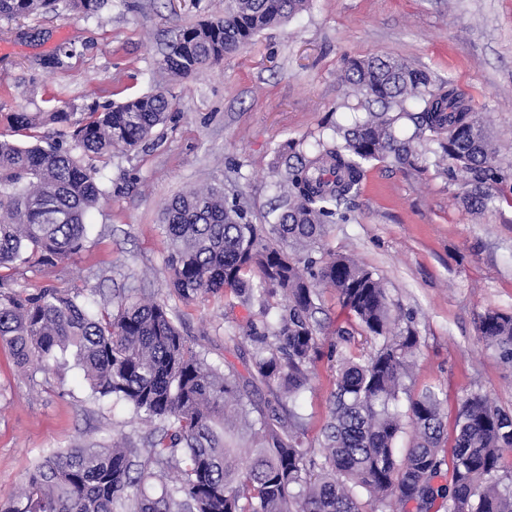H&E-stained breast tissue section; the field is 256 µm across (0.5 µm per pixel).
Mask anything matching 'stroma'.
<instances>
[{
	"label": "stroma",
	"mask_w": 512,
	"mask_h": 512,
	"mask_svg": "<svg viewBox=\"0 0 512 512\" xmlns=\"http://www.w3.org/2000/svg\"><path fill=\"white\" fill-rule=\"evenodd\" d=\"M224 0H110L97 17L72 12L0 20V140L21 146L55 139V125L21 131L9 113H82L164 87L171 117L136 151L114 154L102 170L105 197L87 226L83 250L54 268L23 266L16 289L49 283L81 289L88 301L113 294L153 296L208 359L244 371L254 306L223 298L185 301L167 286L161 215L178 193L209 185L239 201L253 223L268 224L279 194L278 149H301L357 100L340 80L344 58L386 55L452 81L485 118L502 162L512 163V0H310L286 24L258 33L223 61L186 79L155 70L170 31L222 16ZM78 53L50 59L64 44ZM441 168L368 165L349 219L329 226L324 249L353 257L383 277L392 302L412 314L420 346L407 385L447 396L454 424L464 396L479 391L512 413V360L478 331L486 310L512 314V195L472 212ZM336 369L317 364L311 388L294 403L309 448L330 419ZM151 428L122 403L98 402L72 365L20 370L0 346V499L21 488L49 448L111 443L122 435L146 447Z\"/></svg>",
	"instance_id": "stroma-1"
}]
</instances>
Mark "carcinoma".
<instances>
[{
    "label": "carcinoma",
    "instance_id": "carcinoma-1",
    "mask_svg": "<svg viewBox=\"0 0 512 512\" xmlns=\"http://www.w3.org/2000/svg\"><path fill=\"white\" fill-rule=\"evenodd\" d=\"M309 0H227L224 16L174 31L155 60L164 77L187 78L236 53L262 30L304 11ZM108 0H0V17L74 10L101 12ZM342 81L364 116L336 125L307 157L288 143L272 224H253L219 187L193 189L164 208L168 285L183 300L221 294L259 306L263 329L244 378L210 363L166 305L119 295L95 311L79 288L12 287L0 274V344L22 369L46 371L71 354L98 400L123 402L155 425L145 455L124 438L112 444L40 455L22 492L0 512H362L395 500L430 512H512V414L474 391L455 420L449 479L441 477L443 401L433 390L410 400L411 444L398 456L419 335L413 318L394 313L375 270L345 256H316L327 228L345 219L373 161L415 166L432 143L462 201L482 211L512 183L487 128L465 93L403 59H346ZM164 88L93 110L13 112L21 130L64 127L45 146L0 140V269L54 267L78 255L86 219L103 191L96 162L139 147L169 117ZM413 126L396 135L401 120ZM72 141L74 149L63 147ZM373 341L361 357L340 356L330 421L320 453L305 446L302 417L287 407L324 358L314 321L321 289ZM282 297L284 302L274 301ZM479 331L512 358V315L489 311Z\"/></svg>",
    "mask_w": 512,
    "mask_h": 512
}]
</instances>
